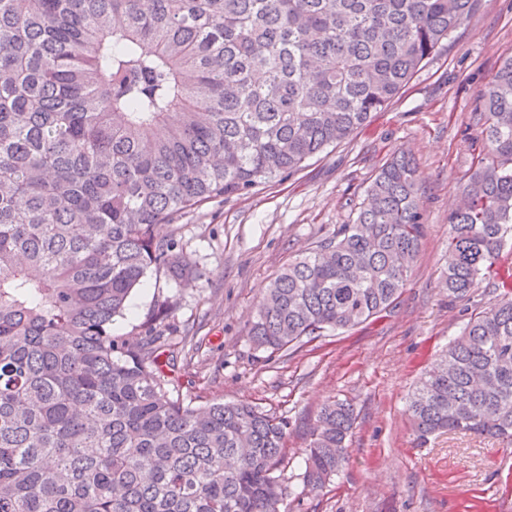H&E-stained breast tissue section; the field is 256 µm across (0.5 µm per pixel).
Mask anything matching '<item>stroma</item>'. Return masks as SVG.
<instances>
[{"mask_svg": "<svg viewBox=\"0 0 512 512\" xmlns=\"http://www.w3.org/2000/svg\"><path fill=\"white\" fill-rule=\"evenodd\" d=\"M512 56V0H479L474 13L383 111L301 171L244 195L217 198L162 226L197 262L185 287L148 275L112 333L135 338L155 300L179 296L169 333L171 396L198 406L246 400L286 417L285 512H512V446L451 432L417 445L405 411L415 380L459 335L468 314L499 296L484 280L468 303L442 288L448 214L461 197L480 137L477 95ZM413 154L424 237L407 284L384 317L339 334L304 339L273 355L255 350L249 324L263 288L295 257L354 223L366 190L394 152ZM355 415L349 461L323 491L304 490L309 428L330 399Z\"/></svg>", "mask_w": 512, "mask_h": 512, "instance_id": "stroma-1", "label": "stroma"}]
</instances>
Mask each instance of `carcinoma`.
<instances>
[{
	"label": "carcinoma",
	"instance_id": "carcinoma-1",
	"mask_svg": "<svg viewBox=\"0 0 512 512\" xmlns=\"http://www.w3.org/2000/svg\"><path fill=\"white\" fill-rule=\"evenodd\" d=\"M478 0H0V512H281L285 418L184 405L162 361L176 296L112 335L149 271L201 273L156 229L283 179L388 106ZM483 149L448 216V297L503 290L415 383L416 440L512 445V57L475 100ZM417 169L393 155L353 224L264 288L254 347L389 310L419 251ZM351 406L310 430L304 485L348 462Z\"/></svg>",
	"mask_w": 512,
	"mask_h": 512
}]
</instances>
